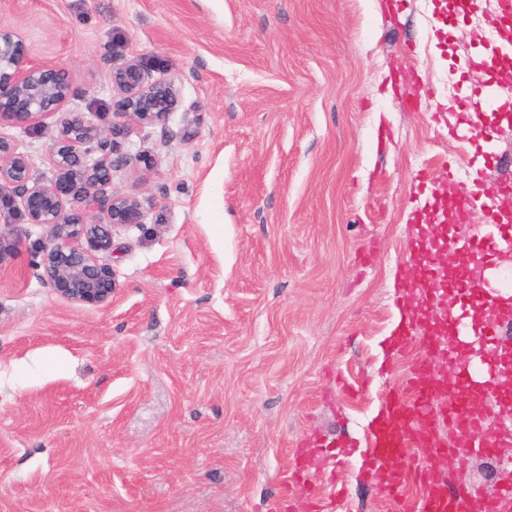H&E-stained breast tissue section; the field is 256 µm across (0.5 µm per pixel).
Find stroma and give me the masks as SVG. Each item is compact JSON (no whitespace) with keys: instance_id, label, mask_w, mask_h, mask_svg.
I'll return each mask as SVG.
<instances>
[{"instance_id":"obj_1","label":"stroma","mask_w":512,"mask_h":512,"mask_svg":"<svg viewBox=\"0 0 512 512\" xmlns=\"http://www.w3.org/2000/svg\"><path fill=\"white\" fill-rule=\"evenodd\" d=\"M448 2L0 0V28L103 130L122 122L113 34L179 92L114 140L112 190L144 217L99 255L111 304L44 284L47 228L0 214V512H269L302 439L363 441L409 368L387 341L417 170L512 155V93L490 141L462 146L452 113L459 61L512 29L493 0L449 27ZM0 135L55 180L48 130ZM360 465L324 512H390Z\"/></svg>"}]
</instances>
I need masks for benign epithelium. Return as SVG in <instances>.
<instances>
[{
	"instance_id": "1",
	"label": "benign epithelium",
	"mask_w": 512,
	"mask_h": 512,
	"mask_svg": "<svg viewBox=\"0 0 512 512\" xmlns=\"http://www.w3.org/2000/svg\"><path fill=\"white\" fill-rule=\"evenodd\" d=\"M125 39L112 36V86L121 94V115L136 124L168 121L178 103L175 83L153 80L143 64L124 56ZM65 72L27 57L22 41L0 28V124H39L56 117L48 153L56 180L32 177L24 153L0 136V182L14 185L19 213L49 230L42 245L43 280L67 301L107 305L117 285L112 267L97 252L112 248V231L143 223L139 200L110 191L113 142L84 112L65 109ZM87 247H82L81 241Z\"/></svg>"
}]
</instances>
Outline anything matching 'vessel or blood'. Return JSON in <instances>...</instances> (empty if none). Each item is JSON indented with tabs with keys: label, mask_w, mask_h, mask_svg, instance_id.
Returning <instances> with one entry per match:
<instances>
[{
	"label": "vessel or blood",
	"mask_w": 512,
	"mask_h": 512,
	"mask_svg": "<svg viewBox=\"0 0 512 512\" xmlns=\"http://www.w3.org/2000/svg\"><path fill=\"white\" fill-rule=\"evenodd\" d=\"M504 59L486 53L480 62L465 61L463 77L478 74L473 81L472 107L481 112L494 103L485 75L502 69ZM497 156L487 152L472 176L468 198H456L458 161L449 159L440 184H432L428 171L417 172L419 186H434L446 196L455 221L466 222L468 201L488 194L486 178L497 165ZM491 235L460 239L450 236L432 240L429 249H416L420 267L417 281L398 289L402 307L420 306L421 315L408 314L393 343L398 353L410 356L405 378L381 395V410L368 427L362 466L378 481L384 498L395 512H512V473L503 474L493 489L476 484L449 487L446 466L467 456L487 455L493 447L491 416L486 405H474L470 394L476 375L472 359L463 349H442L447 334L462 332L467 308L478 305L480 294L466 268H458L455 281L441 278L447 260L459 254L485 256L495 246L494 232L500 229L499 210L490 202L483 213ZM497 404L512 401V384L501 382L488 371L480 390ZM319 441L302 443L295 463L282 481L286 492L303 496L309 512H320L327 488L340 483L339 470H330L326 480L307 476L306 461L319 450Z\"/></svg>",
	"instance_id": "obj_1"
}]
</instances>
